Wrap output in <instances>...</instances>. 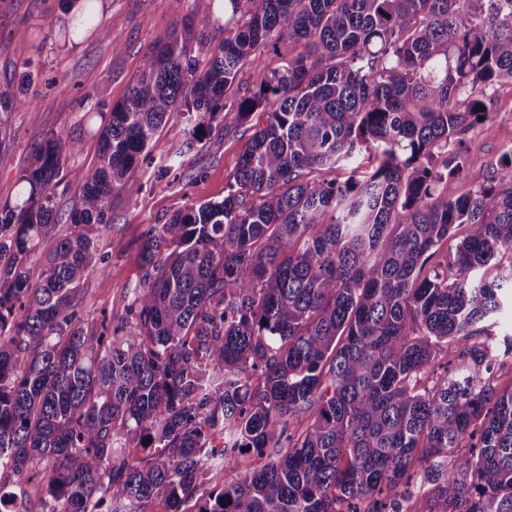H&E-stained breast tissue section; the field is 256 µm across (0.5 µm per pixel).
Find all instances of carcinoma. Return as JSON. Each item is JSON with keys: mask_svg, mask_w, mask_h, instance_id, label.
<instances>
[{"mask_svg": "<svg viewBox=\"0 0 512 512\" xmlns=\"http://www.w3.org/2000/svg\"><path fill=\"white\" fill-rule=\"evenodd\" d=\"M62 2L73 31L92 23L95 0ZM198 41L186 19L156 36L100 113L94 168L67 169L79 137L38 133L0 202V512L17 494L40 512H512V336L490 330L512 265L483 273L512 255V156L469 195L441 192L512 80V0H224L202 69ZM25 105L0 82V115ZM220 114L251 130L224 198L153 225L152 275L120 321L84 328L112 195L140 190L162 125L185 118L183 154ZM363 151L365 171L322 178ZM56 191V208L62 220L60 224L57 226V231L59 234H66L72 232L75 228L66 222L73 197L76 193V184L71 182V178L64 179L60 184H58L55 188Z\"/></svg>", "mask_w": 512, "mask_h": 512, "instance_id": "1", "label": "carcinoma"}]
</instances>
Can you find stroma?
Instances as JSON below:
<instances>
[{
    "label": "stroma",
    "mask_w": 512,
    "mask_h": 512,
    "mask_svg": "<svg viewBox=\"0 0 512 512\" xmlns=\"http://www.w3.org/2000/svg\"><path fill=\"white\" fill-rule=\"evenodd\" d=\"M183 17L203 35L192 54L206 64L224 38V0H183L178 7L171 0H97L93 25L71 39L63 34L68 16L60 0H0V80L18 79L26 62L34 74L27 92L30 105L9 116L10 145L0 150V201L15 195L36 133L81 132L80 149L67 166L81 171L94 167L101 118L91 102L121 101L147 65L155 37ZM491 98L493 130L476 126L466 132L472 165L463 177L444 182L448 198L485 184L500 165L504 144L512 142V82L495 85ZM188 131L183 118L171 119L134 173L139 193L113 195L111 227L98 238L106 267L85 277L75 307L84 327L97 329L103 320L124 314L132 289L146 279L140 244L152 225L188 206L223 199L248 131L215 119L201 142L182 155L178 148Z\"/></svg>",
    "instance_id": "stroma-1"
}]
</instances>
